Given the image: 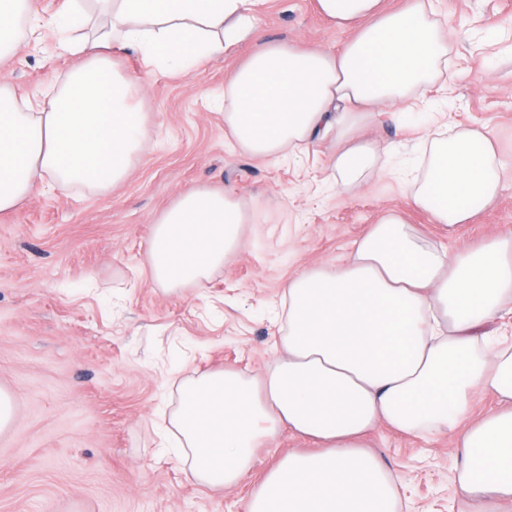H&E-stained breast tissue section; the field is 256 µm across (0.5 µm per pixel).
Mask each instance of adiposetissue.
I'll return each instance as SVG.
<instances>
[{
	"mask_svg": "<svg viewBox=\"0 0 512 512\" xmlns=\"http://www.w3.org/2000/svg\"><path fill=\"white\" fill-rule=\"evenodd\" d=\"M264 0H96L109 21L84 33L82 0L54 27L76 57L54 94L18 97L0 82V213L45 189L107 190L123 182L146 137L136 79L112 60L133 50L145 70L191 72L256 36ZM354 29L337 51L267 43L224 81V125L248 154L275 157L333 138L331 176L348 189L375 171L357 131L374 113L438 91L448 32L431 0L388 10L383 0H317ZM29 0H0V60L13 56ZM412 202L448 226L486 210L501 191L498 154L482 130L428 133ZM245 214L223 192L178 195L147 246L153 284L174 291L223 266ZM512 312V233L455 251L384 212L336 269L310 267L281 294L283 354L259 380L227 368L181 381L172 445L193 476L231 488L281 429L316 441L269 468L246 512H399L397 479L367 449L378 426L456 433L462 496L512 499V337L485 333ZM494 410L474 418L477 396Z\"/></svg>",
	"mask_w": 512,
	"mask_h": 512,
	"instance_id": "obj_1",
	"label": "adipose tissue"
}]
</instances>
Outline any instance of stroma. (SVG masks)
I'll use <instances>...</instances> for the list:
<instances>
[{
	"mask_svg": "<svg viewBox=\"0 0 512 512\" xmlns=\"http://www.w3.org/2000/svg\"><path fill=\"white\" fill-rule=\"evenodd\" d=\"M451 42L448 86L426 112L375 115L361 129L379 150V174L349 191L329 179L331 144L276 159L245 153L217 104L224 80L256 44L339 50L353 32L328 22L316 0H267L258 40L189 74L143 72L147 135L127 179L106 191H46L0 214V389L13 417L0 430V512H245L264 472L310 444L281 431L238 486L200 483L159 431L178 407L182 379L232 368L262 375L280 347L276 319L288 278L342 264L386 211L452 249L512 230V0H435ZM44 30L0 65L21 96L49 91L72 67ZM462 125L498 145L503 191L484 213L449 228L413 205L426 130ZM219 188L247 216L238 252L208 280L176 293L149 279L155 219L181 192ZM371 445L400 481L403 512H486L456 494L449 436L380 427Z\"/></svg>",
	"mask_w": 512,
	"mask_h": 512,
	"instance_id": "35a3bbf8",
	"label": "stroma"
}]
</instances>
